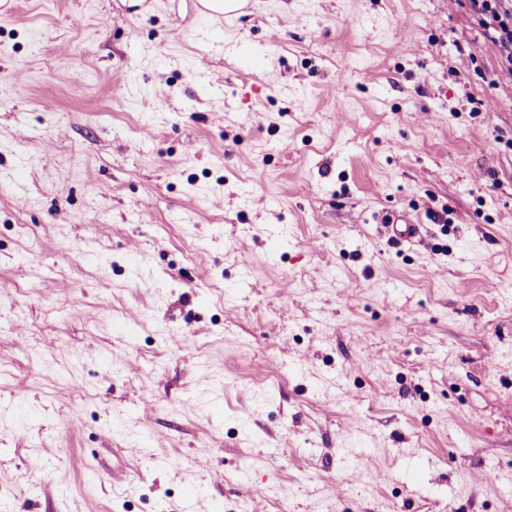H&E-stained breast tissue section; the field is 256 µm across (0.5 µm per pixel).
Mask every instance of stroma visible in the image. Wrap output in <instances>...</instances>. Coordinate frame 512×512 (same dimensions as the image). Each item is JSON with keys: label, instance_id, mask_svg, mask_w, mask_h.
<instances>
[{"label": "stroma", "instance_id": "obj_1", "mask_svg": "<svg viewBox=\"0 0 512 512\" xmlns=\"http://www.w3.org/2000/svg\"><path fill=\"white\" fill-rule=\"evenodd\" d=\"M508 476L512 73L471 0H0V512H512Z\"/></svg>", "mask_w": 512, "mask_h": 512}]
</instances>
